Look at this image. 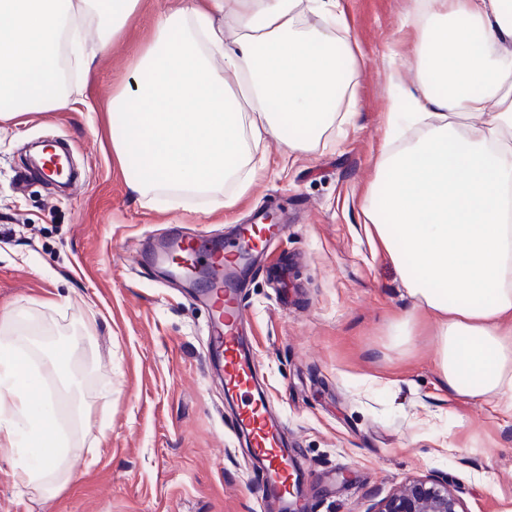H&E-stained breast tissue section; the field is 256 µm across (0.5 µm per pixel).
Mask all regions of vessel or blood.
Returning <instances> with one entry per match:
<instances>
[{
	"label": "vessel or blood",
	"mask_w": 512,
	"mask_h": 512,
	"mask_svg": "<svg viewBox=\"0 0 512 512\" xmlns=\"http://www.w3.org/2000/svg\"><path fill=\"white\" fill-rule=\"evenodd\" d=\"M284 230L281 224H242L227 244L174 233L150 253L134 256L138 262L166 265L175 255L190 266L222 271V278L208 282L204 295L211 314L207 351L223 362L224 396L238 404L235 428L246 440L253 460L265 470L262 512L307 509L305 501L291 494L298 464L288 451L286 429L260 387L257 363L242 333L246 310L238 272L249 256L260 254Z\"/></svg>",
	"instance_id": "vessel-or-blood-1"
}]
</instances>
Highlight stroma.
Returning <instances> with one entry per match:
<instances>
[{"label":"stroma","mask_w":512,"mask_h":512,"mask_svg":"<svg viewBox=\"0 0 512 512\" xmlns=\"http://www.w3.org/2000/svg\"><path fill=\"white\" fill-rule=\"evenodd\" d=\"M404 0H339L356 66L344 122L288 162L268 140L265 168L235 205L209 211L200 195L161 211L165 190L131 189L134 167L112 149L114 96L131 89L135 65L170 0H138L90 73L68 66L73 109L30 110L0 129V312L23 311L22 343L61 437L73 480L46 496L16 485L0 457V512H257L262 476L235 407L206 361L207 307L125 256L168 227L226 235L269 209L288 225L248 274L242 299L264 390L304 474L308 512H373L401 484L436 475L467 512H512V410L442 389L427 325L414 336L391 326L412 307L399 276L373 254L361 201L376 180L391 76L416 69L391 60L418 32L403 27ZM64 140L80 173L58 189L28 161L35 141ZM69 350L53 371L44 355Z\"/></svg>","instance_id":"1"}]
</instances>
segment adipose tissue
<instances>
[{
    "instance_id": "adipose-tissue-1",
    "label": "adipose tissue",
    "mask_w": 512,
    "mask_h": 512,
    "mask_svg": "<svg viewBox=\"0 0 512 512\" xmlns=\"http://www.w3.org/2000/svg\"><path fill=\"white\" fill-rule=\"evenodd\" d=\"M137 0H0V124L22 106L71 109L53 55L66 47L91 69ZM338 0H176L137 68L135 93L112 99V148L141 173L134 191L161 186L207 193L228 207L279 140L288 158L338 115L349 86L339 72ZM320 16L303 28L306 14ZM405 25L421 36L409 109H391L377 188L362 204L365 231L385 253L413 305L397 324L428 323L440 383L458 396L512 410V0H407ZM423 132L395 149L404 124ZM236 192L214 195L217 178ZM27 367L0 355V454L35 448L53 470L54 415L35 401Z\"/></svg>"
}]
</instances>
